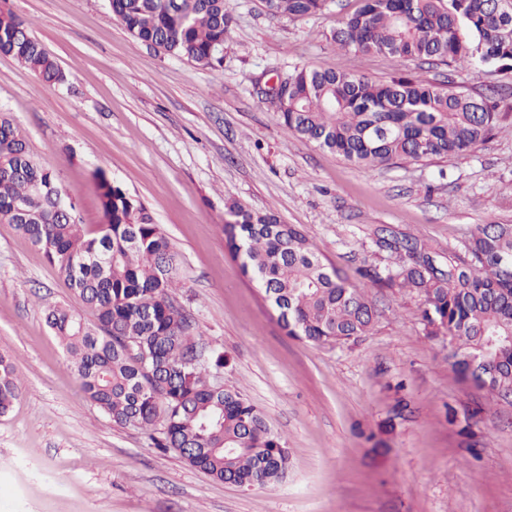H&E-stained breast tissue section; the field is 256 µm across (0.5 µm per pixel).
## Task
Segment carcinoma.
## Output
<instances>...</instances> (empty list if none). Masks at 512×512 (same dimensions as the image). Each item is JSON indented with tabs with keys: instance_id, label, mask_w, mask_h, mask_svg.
<instances>
[{
	"instance_id": "1",
	"label": "carcinoma",
	"mask_w": 512,
	"mask_h": 512,
	"mask_svg": "<svg viewBox=\"0 0 512 512\" xmlns=\"http://www.w3.org/2000/svg\"><path fill=\"white\" fill-rule=\"evenodd\" d=\"M232 0H109L138 41L212 70L223 69ZM329 0H264L275 15L302 18ZM331 40L345 51L448 66L512 72V0H361ZM0 53L47 83L65 75L28 26L0 10ZM288 100L272 98L286 130L368 169L468 152L503 129L500 101L437 86L409 73L388 81L345 70L296 67ZM99 199L110 223H81L56 174L31 156L17 124L0 114V223L40 248L91 310L63 306L45 318L88 400L113 423L147 432L213 479L268 486L288 469V451L265 415L211 370L224 353L202 341L176 297L178 254L144 205L105 174ZM228 251L256 278L282 328L321 343L367 334L375 310L293 224L239 202L226 206ZM370 240L385 264L366 262L362 278L423 299L431 334L455 344L451 366L465 382L512 394V224H482L462 253L378 227ZM20 390L0 355V415Z\"/></svg>"
}]
</instances>
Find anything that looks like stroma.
<instances>
[{"label":"stroma","mask_w":512,"mask_h":512,"mask_svg":"<svg viewBox=\"0 0 512 512\" xmlns=\"http://www.w3.org/2000/svg\"><path fill=\"white\" fill-rule=\"evenodd\" d=\"M358 6L332 0L290 19L233 0L217 72L136 40L108 0H0L66 75L46 83L0 54V113L55 171L81 223L103 221L100 172L145 205L179 254V301L224 351L221 383L253 401L288 448L285 479L249 490L113 424L45 321L47 305L78 310L80 300L42 250L0 223V352L20 384L0 416V512H512V396L456 375L419 297L366 288L368 334L300 341L225 246V205L237 201L296 225L356 285L375 226L460 252L477 225L512 224L511 135L373 171L281 126L265 91L296 66L496 89L512 110V74L337 49L330 33ZM401 399L409 408L397 418Z\"/></svg>","instance_id":"35a3bbf8"}]
</instances>
